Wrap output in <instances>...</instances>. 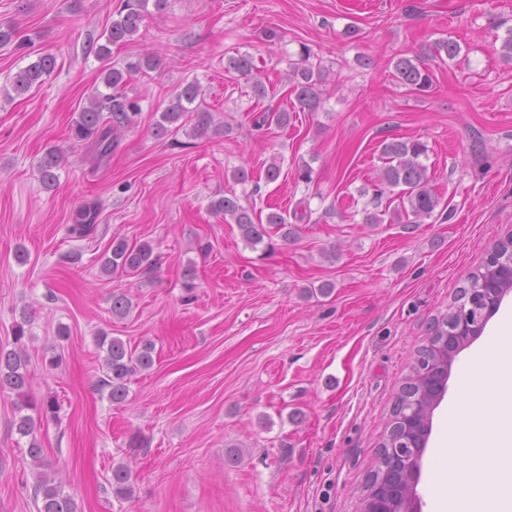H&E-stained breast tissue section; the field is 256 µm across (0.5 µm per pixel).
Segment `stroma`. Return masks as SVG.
Masks as SVG:
<instances>
[{"mask_svg":"<svg viewBox=\"0 0 512 512\" xmlns=\"http://www.w3.org/2000/svg\"><path fill=\"white\" fill-rule=\"evenodd\" d=\"M113 8L0 0V22L32 40L26 50L0 47V86L30 53L56 58L41 87L0 97V349L23 345L29 397L58 406L37 424L36 466L15 427L17 396L0 392V512H39L42 473L78 512H360L418 347L512 229V63L489 23L512 18V0H168L134 41L112 47L113 65L145 53L163 65L130 77L141 112L112 155L96 160L71 127L100 80L88 42L110 27ZM270 29L278 40H267ZM443 38L460 44L455 60L434 58ZM304 44L330 72L321 107L254 130L257 112L290 106L288 62ZM241 54L252 56L268 97L227 70ZM416 56L435 78L424 95L392 76L398 58ZM194 80L231 132L155 138L170 97ZM394 137L427 144L450 221L363 224L358 189L376 173L378 143ZM53 145L65 155L46 192L37 164ZM274 159L282 172L269 183ZM304 162L315 171L309 185L294 178ZM240 166L251 182L232 180ZM231 192L257 218L299 212L295 240L274 234L268 247L248 246L210 210ZM83 211L95 230L79 237L70 227ZM116 237L153 245L151 275L105 279L100 258ZM332 247L335 260L324 259ZM325 281L331 296L308 297ZM116 290L133 300L127 318L112 314ZM510 316L512 292L453 360L422 457L421 512H431L430 487L448 471L444 427L463 395L460 373ZM103 332L155 345L153 368L131 378L122 404L97 385ZM58 353L64 361L51 368ZM117 464L132 474L127 500L112 493Z\"/></svg>","mask_w":512,"mask_h":512,"instance_id":"stroma-1","label":"stroma"}]
</instances>
